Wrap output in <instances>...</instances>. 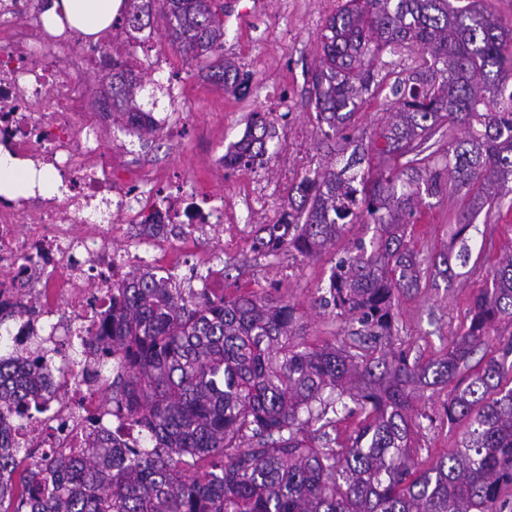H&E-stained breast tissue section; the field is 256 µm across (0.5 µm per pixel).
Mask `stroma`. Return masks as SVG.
I'll return each instance as SVG.
<instances>
[{
  "instance_id": "1",
  "label": "stroma",
  "mask_w": 512,
  "mask_h": 512,
  "mask_svg": "<svg viewBox=\"0 0 512 512\" xmlns=\"http://www.w3.org/2000/svg\"><path fill=\"white\" fill-rule=\"evenodd\" d=\"M337 0H224V56L251 78L250 91L241 95L206 79L198 62L165 50L161 65L142 78L137 96L141 108L167 116L163 133L149 141L129 134L122 121L107 124L105 149L121 178L140 174L161 178L188 176L200 191L224 195L226 225H211L183 236L184 249L170 251L159 245L157 268L188 283L197 257H205L222 271L211 282L215 295L236 289H277L295 305L308 342L344 346L352 338L344 321L319 308L316 299L326 285L336 259L356 239H371L370 224L348 225L330 252L305 259L282 250L260 256L250 249L256 228L280 218L289 191L314 171L342 167L347 159L346 138L376 155L383 141L380 132L393 97L396 78L408 75L420 63L414 48L384 52L374 67L384 81L374 97L352 117L344 134L325 136L310 104V70L319 58L320 34ZM181 74L186 93L177 102L166 94L170 73ZM267 113L278 133L268 143V165L251 172L223 168L218 159L240 140L251 113ZM413 227L410 246L424 267L420 288L400 294L397 301L393 350L427 363L442 356L449 343L469 323L470 300L488 286L497 260L512 251V181L501 199L472 206L467 199L443 186L439 195L424 197ZM466 222L468 264L452 261L448 274H435L433 259L447 252L452 233ZM446 390H418L416 406L422 417L413 434L419 453L417 470H424L439 455L459 445L467 424L449 420Z\"/></svg>"
}]
</instances>
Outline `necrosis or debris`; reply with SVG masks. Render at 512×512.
Returning a JSON list of instances; mask_svg holds the SVG:
<instances>
[{"instance_id": "1", "label": "necrosis or debris", "mask_w": 512, "mask_h": 512, "mask_svg": "<svg viewBox=\"0 0 512 512\" xmlns=\"http://www.w3.org/2000/svg\"><path fill=\"white\" fill-rule=\"evenodd\" d=\"M71 31L54 33L28 0H0V151L33 161L50 195H0V308L36 303L0 333V359L18 360L32 345L61 346L78 332H98L112 296V269L142 263L140 253L118 252L112 236L125 224H220L222 196L196 202L195 183L178 181L160 192L140 184L114 186L112 158L103 150L101 119L88 110L86 75L109 68L107 49L75 52ZM42 372L68 396L51 415L11 426L17 448L79 446L87 409L103 382H87L72 358H45Z\"/></svg>"}]
</instances>
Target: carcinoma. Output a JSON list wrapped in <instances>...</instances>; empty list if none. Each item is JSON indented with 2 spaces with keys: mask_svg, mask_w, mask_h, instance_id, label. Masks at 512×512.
<instances>
[{
  "mask_svg": "<svg viewBox=\"0 0 512 512\" xmlns=\"http://www.w3.org/2000/svg\"><path fill=\"white\" fill-rule=\"evenodd\" d=\"M124 22L165 20L163 38L179 55L205 62L206 77L239 93L249 79L221 55L224 0H130ZM311 73V103L324 135L347 125L381 81L371 62L388 48L411 46L419 67L391 86L395 111L377 154L387 164L363 169L365 150L340 169L304 177L280 224H263L251 249L281 248L313 258L336 245L347 224L376 226L331 270L319 304L345 319L358 346L307 342L294 305L258 291L211 297L172 276L130 267L112 281V309L99 334L78 337L97 369L112 367L103 402L137 430L121 447L91 433L86 447L52 455L13 475L28 458L4 437L11 423L43 409L49 387L44 351L22 360L24 378L0 361V504L11 512H495L512 488V254L480 289L470 324L448 352L425 365L403 352H376L369 338L393 335L395 292L417 288L421 262L410 247L422 194L441 191V173L483 203L512 178V21L479 0H344L321 34ZM140 76L112 59V118L139 136L156 125L136 103ZM464 136L418 164L420 147L441 122ZM276 130L264 112L250 115L224 167L263 165ZM490 357L470 370L477 350ZM453 385L450 420H465L461 445L419 472L412 447L414 387ZM358 415L344 438L331 435L339 414Z\"/></svg>",
  "mask_w": 512,
  "mask_h": 512,
  "instance_id": "carcinoma-1",
  "label": "carcinoma"
}]
</instances>
